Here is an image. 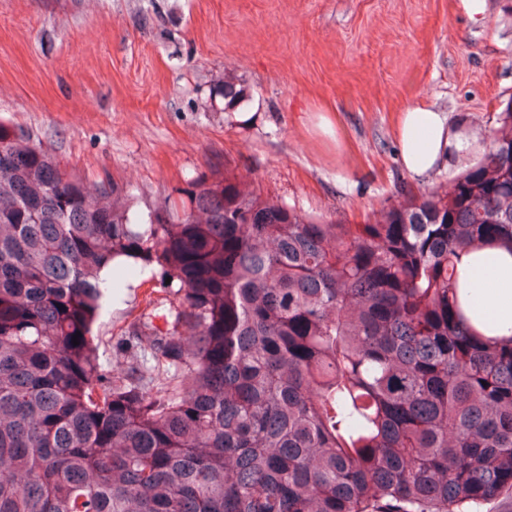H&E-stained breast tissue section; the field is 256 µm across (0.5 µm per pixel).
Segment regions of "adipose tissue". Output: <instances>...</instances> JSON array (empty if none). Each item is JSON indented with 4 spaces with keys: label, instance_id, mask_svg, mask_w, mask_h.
I'll return each mask as SVG.
<instances>
[{
    "label": "adipose tissue",
    "instance_id": "adipose-tissue-1",
    "mask_svg": "<svg viewBox=\"0 0 512 512\" xmlns=\"http://www.w3.org/2000/svg\"><path fill=\"white\" fill-rule=\"evenodd\" d=\"M469 138L452 130L444 113L427 105L401 112L397 142L402 164L411 175L428 176L452 151L467 147ZM460 278L482 287L479 308L486 321L482 332L491 337L512 334V254L486 249L464 257Z\"/></svg>",
    "mask_w": 512,
    "mask_h": 512
}]
</instances>
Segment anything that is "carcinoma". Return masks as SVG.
<instances>
[{
  "label": "carcinoma",
  "mask_w": 512,
  "mask_h": 512,
  "mask_svg": "<svg viewBox=\"0 0 512 512\" xmlns=\"http://www.w3.org/2000/svg\"><path fill=\"white\" fill-rule=\"evenodd\" d=\"M448 186L333 224L226 167L139 213L0 121V512H469L512 497V335L457 264L512 253V98ZM169 296L89 335L101 272ZM78 344H73V338Z\"/></svg>",
  "instance_id": "obj_1"
}]
</instances>
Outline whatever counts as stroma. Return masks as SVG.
<instances>
[{
  "label": "stroma",
  "instance_id": "obj_1",
  "mask_svg": "<svg viewBox=\"0 0 512 512\" xmlns=\"http://www.w3.org/2000/svg\"><path fill=\"white\" fill-rule=\"evenodd\" d=\"M233 78L247 95L225 106ZM512 97V0H0V121L68 171L155 206L207 167L327 222L378 219L400 189L473 165ZM470 136L426 178L398 153L399 112ZM128 261L93 325L95 353L167 306Z\"/></svg>",
  "mask_w": 512,
  "mask_h": 512
}]
</instances>
